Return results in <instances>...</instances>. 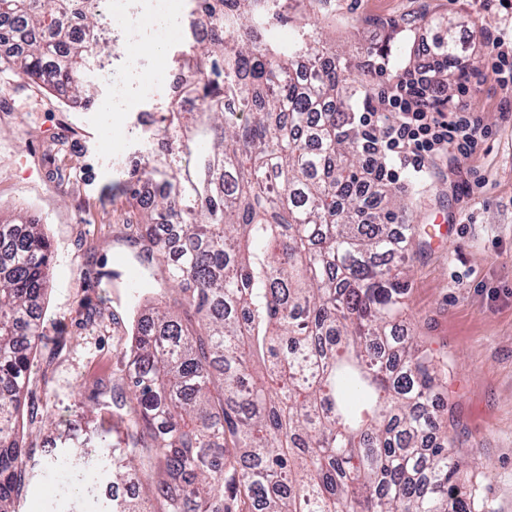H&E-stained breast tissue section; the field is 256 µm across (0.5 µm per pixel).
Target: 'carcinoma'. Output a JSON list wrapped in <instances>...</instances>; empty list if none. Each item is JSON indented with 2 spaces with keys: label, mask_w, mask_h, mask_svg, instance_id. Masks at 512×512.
Returning a JSON list of instances; mask_svg holds the SVG:
<instances>
[{
  "label": "carcinoma",
  "mask_w": 512,
  "mask_h": 512,
  "mask_svg": "<svg viewBox=\"0 0 512 512\" xmlns=\"http://www.w3.org/2000/svg\"><path fill=\"white\" fill-rule=\"evenodd\" d=\"M96 0H0V68L73 100L94 56ZM181 65L198 74L152 124L177 150L125 193L149 271L129 304L124 364L80 398L86 424L110 411L112 448L70 450L44 469L97 468L121 498L95 512H482L451 453L433 395L448 360L410 333L404 298L412 226L404 203L369 201L359 178L384 133L367 130L363 80L318 32L273 34L282 0H190ZM435 50L445 96L462 75L451 31ZM51 245L19 215L0 224V512L30 474L25 384L42 334ZM161 267L184 297L167 303Z\"/></svg>",
  "instance_id": "obj_1"
}]
</instances>
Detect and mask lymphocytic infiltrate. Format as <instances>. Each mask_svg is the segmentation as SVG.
<instances>
[{"label": "lymphocytic infiltrate", "instance_id": "1", "mask_svg": "<svg viewBox=\"0 0 512 512\" xmlns=\"http://www.w3.org/2000/svg\"><path fill=\"white\" fill-rule=\"evenodd\" d=\"M442 64L441 56L436 54L431 63L404 70L379 96L377 111L366 113L367 125L385 128L376 152L366 153L362 162L367 186H374L378 180L377 155L420 170L444 151L457 159L471 157L487 136L486 127L467 101L468 85H460L453 102L432 91L429 73Z\"/></svg>", "mask_w": 512, "mask_h": 512}]
</instances>
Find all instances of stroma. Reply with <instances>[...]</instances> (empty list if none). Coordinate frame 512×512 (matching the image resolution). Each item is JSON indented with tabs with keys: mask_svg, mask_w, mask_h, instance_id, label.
<instances>
[{
	"mask_svg": "<svg viewBox=\"0 0 512 512\" xmlns=\"http://www.w3.org/2000/svg\"><path fill=\"white\" fill-rule=\"evenodd\" d=\"M437 19L457 23L471 105L488 134L471 159H440L419 173L389 160L393 178L382 192L400 198L402 223L417 227L407 303L417 336L452 364L436 403L452 412L455 452L472 462L485 512H512V95L484 68L487 36L512 20L498 0H288L279 36L288 40L301 25L316 29L376 92L404 67L426 61L417 34ZM384 46L387 56H378ZM120 65L114 48L94 64L90 105L72 103L64 90L21 86L0 70V214L39 219L53 249L45 334L25 391L36 411L24 419L23 445L35 461L51 452L50 423L89 439L75 399L116 378L129 275L143 271L131 232L117 218L131 210L123 181L168 149L165 137L143 142L135 135L168 96L137 93L127 111H111ZM50 485L68 506L89 512L63 472L39 470L20 491L19 512H46L34 492Z\"/></svg>",
	"mask_w": 512,
	"mask_h": 512,
	"instance_id": "1",
	"label": "stroma"
}]
</instances>
